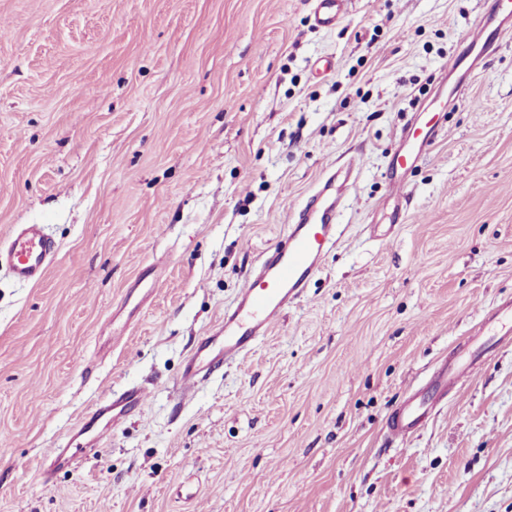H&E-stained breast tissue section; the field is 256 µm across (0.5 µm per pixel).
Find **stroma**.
Here are the masks:
<instances>
[{"instance_id": "1", "label": "stroma", "mask_w": 512, "mask_h": 512, "mask_svg": "<svg viewBox=\"0 0 512 512\" xmlns=\"http://www.w3.org/2000/svg\"><path fill=\"white\" fill-rule=\"evenodd\" d=\"M490 0H0V239L40 224L36 284L0 267V512H512V40L408 176L398 135ZM342 236L284 317L182 390L290 213L343 164ZM488 352L424 428L385 419L451 354ZM148 399L45 476L94 403ZM311 19L315 27L332 29L342 20L348 0H313Z\"/></svg>"}]
</instances>
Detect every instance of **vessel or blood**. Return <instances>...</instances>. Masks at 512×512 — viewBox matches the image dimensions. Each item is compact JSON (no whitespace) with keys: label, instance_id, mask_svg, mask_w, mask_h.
<instances>
[{"label":"vessel or blood","instance_id":"vessel-or-blood-1","mask_svg":"<svg viewBox=\"0 0 512 512\" xmlns=\"http://www.w3.org/2000/svg\"><path fill=\"white\" fill-rule=\"evenodd\" d=\"M346 3L347 0H313L314 26L335 28L345 14ZM509 33H512V0H495L466 38L468 55L479 59L490 57ZM448 101L436 98L420 104L419 112L432 113V120L402 130L393 157L395 172L387 182L389 201L397 204L405 198L403 173L421 162L436 141L442 129L438 115L446 111ZM354 185V169L349 165L337 168L319 181L306 203L285 225L281 240L262 252L257 265L249 270L233 308L225 311L223 321L193 350L179 379L182 387H195L224 363L244 357L300 298L320 271L325 256L339 241L337 216L345 193ZM55 254L54 241L39 224L17 225L0 245V263L6 264L14 280L20 283L39 281ZM463 372L459 364L443 368L427 383L426 394L390 416L389 434L402 438L422 427L431 403L437 402ZM147 397L145 389L131 386L95 404L64 446L44 450L47 473L77 466L83 453L98 449L103 436L139 410Z\"/></svg>","mask_w":512,"mask_h":512}]
</instances>
